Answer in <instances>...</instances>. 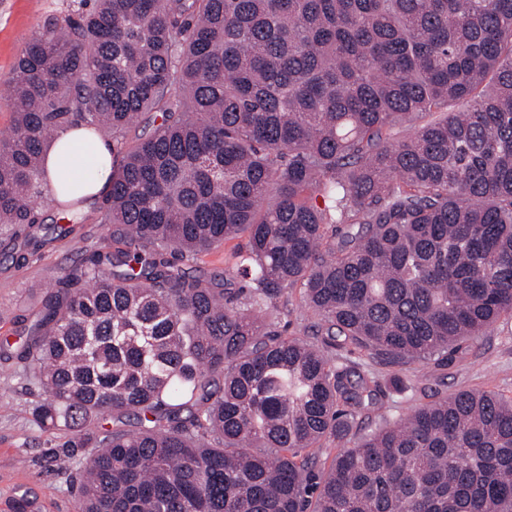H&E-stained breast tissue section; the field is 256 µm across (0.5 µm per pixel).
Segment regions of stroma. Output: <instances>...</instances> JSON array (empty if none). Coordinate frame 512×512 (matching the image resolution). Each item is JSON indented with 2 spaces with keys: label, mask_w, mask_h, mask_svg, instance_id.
Here are the masks:
<instances>
[{
  "label": "stroma",
  "mask_w": 512,
  "mask_h": 512,
  "mask_svg": "<svg viewBox=\"0 0 512 512\" xmlns=\"http://www.w3.org/2000/svg\"><path fill=\"white\" fill-rule=\"evenodd\" d=\"M80 0H0V139L11 136L14 107L5 90L18 59V48L46 20L76 16ZM103 200L84 202L73 232L27 259L14 258V245L0 235V342L26 337L53 281L79 266L83 257L102 245L106 225L98 216ZM462 388L490 390L512 399V317L501 319L470 340L463 363L428 369L417 379L412 395H390L394 413L431 401L433 394ZM38 388L13 365L0 362V512H12L19 498L32 501L33 512H76L73 469L51 465L44 449L58 444V434L32 425L28 408L39 400Z\"/></svg>",
  "instance_id": "stroma-1"
}]
</instances>
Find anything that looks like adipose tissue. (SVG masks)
I'll return each instance as SVG.
<instances>
[{"mask_svg":"<svg viewBox=\"0 0 512 512\" xmlns=\"http://www.w3.org/2000/svg\"><path fill=\"white\" fill-rule=\"evenodd\" d=\"M114 161L110 142L79 129L46 148L44 170L51 185L66 179L78 186L81 196L95 199L110 194Z\"/></svg>","mask_w":512,"mask_h":512,"instance_id":"1","label":"adipose tissue"}]
</instances>
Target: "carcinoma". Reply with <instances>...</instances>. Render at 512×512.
Returning <instances> with one entry per match:
<instances>
[{
	"label": "carcinoma",
	"instance_id": "cac0c4a2",
	"mask_svg": "<svg viewBox=\"0 0 512 512\" xmlns=\"http://www.w3.org/2000/svg\"><path fill=\"white\" fill-rule=\"evenodd\" d=\"M82 2L28 39L0 140V226L30 254L71 232L35 205L44 148L83 125L126 146L115 248L4 352L76 512H512V400L381 413L512 316V0ZM239 238L220 273L182 265ZM295 288L309 339L280 330ZM341 449L336 447V441L323 440L319 447L308 449V454L314 459L316 469L326 472L332 459Z\"/></svg>",
	"mask_w": 512,
	"mask_h": 512
}]
</instances>
